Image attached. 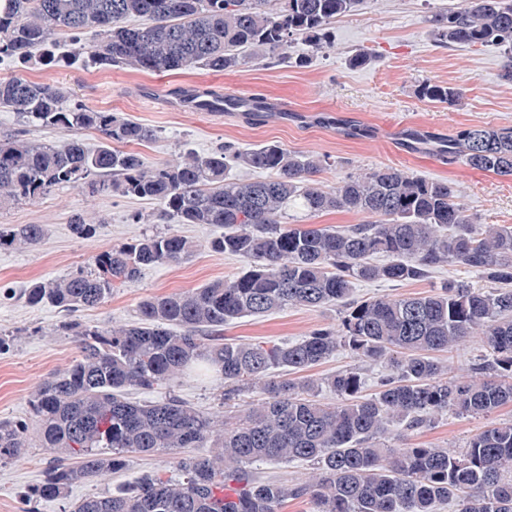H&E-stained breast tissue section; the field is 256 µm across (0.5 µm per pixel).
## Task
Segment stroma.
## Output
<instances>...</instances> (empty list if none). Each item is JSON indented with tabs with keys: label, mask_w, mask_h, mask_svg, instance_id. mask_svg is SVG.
Wrapping results in <instances>:
<instances>
[{
	"label": "stroma",
	"mask_w": 512,
	"mask_h": 512,
	"mask_svg": "<svg viewBox=\"0 0 512 512\" xmlns=\"http://www.w3.org/2000/svg\"><path fill=\"white\" fill-rule=\"evenodd\" d=\"M449 0H365L359 10L334 22V46L313 51L294 38L286 60L273 63L255 55L238 68L214 73L197 68L181 74L158 75L129 68L99 70L87 55L73 56L67 34H60L58 52L64 63L47 66L31 61L23 67L0 63V78L22 72L29 80L64 87L70 102L120 113L155 132L136 151L150 163H161L191 149L201 154L232 144L251 148L275 142L291 151L324 157L316 182L333 188L351 175L392 166L428 180H445L455 187L461 203L485 224L512 225V177L469 169L460 160L446 161L409 151L405 131L423 128L446 136L477 125L512 128V83L501 77L503 59L492 46H441L428 23ZM364 53L370 61L350 64ZM307 58L306 66L295 63ZM458 88L456 105L436 107L417 94L421 82ZM198 86L238 94L250 89L288 105L289 112L267 120L242 112H194L173 106L185 87ZM158 204L117 194H92L79 188H57L35 202L0 211V224H42L47 237L39 246L0 248V331L13 335L9 350L0 352V420L28 417L29 397L50 374L67 368L78 355L72 337L56 335L63 312L50 305L27 303L33 282L62 277L87 266L101 251L121 246L143 234L167 231ZM88 213L98 223L94 237H77L70 229L76 213ZM141 213L140 223L131 216ZM181 234L198 249L182 262L146 271L140 282L115 290L101 306L76 312L75 320L119 325L130 322L138 303L151 295L197 288L231 277L246 265L243 258L211 252L208 243L219 228L182 224ZM449 280L480 285V278L444 266L428 281L396 285L384 281L356 282L357 298L424 294ZM341 309L297 307L248 317L227 326L225 336L244 341H295L313 329L337 325ZM175 392L197 408L224 411V389L213 379H184ZM502 420L512 421V404L488 417L448 415L411 434L414 445L463 447L473 433ZM54 458L51 450L30 439L23 460L0 464V512H22L21 495L43 475ZM162 458L132 455L122 472L91 479L70 488L67 498L38 503V512H68V504L90 495L115 491L143 471L163 467Z\"/></svg>",
	"instance_id": "1"
}]
</instances>
